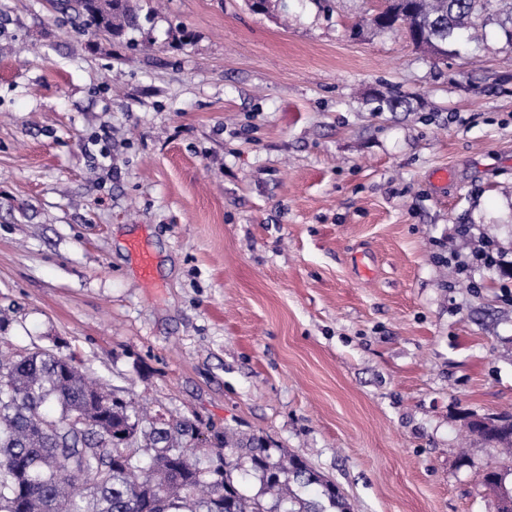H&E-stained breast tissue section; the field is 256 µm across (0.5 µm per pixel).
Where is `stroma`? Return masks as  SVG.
Returning a JSON list of instances; mask_svg holds the SVG:
<instances>
[{
    "instance_id": "stroma-1",
    "label": "stroma",
    "mask_w": 512,
    "mask_h": 512,
    "mask_svg": "<svg viewBox=\"0 0 512 512\" xmlns=\"http://www.w3.org/2000/svg\"><path fill=\"white\" fill-rule=\"evenodd\" d=\"M133 4L111 38L0 0V347L267 436L354 512H494L464 422L512 412V43L437 55L373 0ZM130 249L138 261L139 274L144 281H150L154 277V257L145 240H135L130 244Z\"/></svg>"
}]
</instances>
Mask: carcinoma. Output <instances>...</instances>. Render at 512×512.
Returning <instances> with one entry per match:
<instances>
[{"instance_id":"obj_1","label":"carcinoma","mask_w":512,"mask_h":512,"mask_svg":"<svg viewBox=\"0 0 512 512\" xmlns=\"http://www.w3.org/2000/svg\"><path fill=\"white\" fill-rule=\"evenodd\" d=\"M83 25L121 37L140 24L131 0H66ZM417 47L447 52L494 19L512 43V0H410ZM470 431L512 458V427ZM318 485L316 498L306 488ZM483 485L496 512L512 501L503 467ZM0 512H351L336 484L264 437L147 411L32 343L0 353Z\"/></svg>"}]
</instances>
